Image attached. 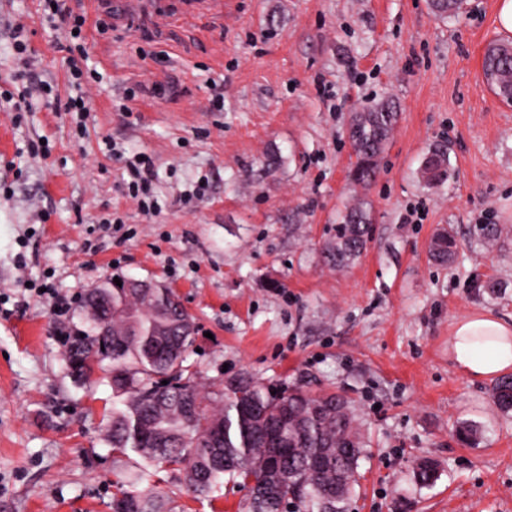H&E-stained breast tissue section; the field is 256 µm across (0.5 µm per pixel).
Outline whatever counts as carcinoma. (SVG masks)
Segmentation results:
<instances>
[{
	"mask_svg": "<svg viewBox=\"0 0 512 512\" xmlns=\"http://www.w3.org/2000/svg\"><path fill=\"white\" fill-rule=\"evenodd\" d=\"M430 7L444 19L459 14L463 0H430ZM482 69L494 94L512 104V52L505 44H488ZM398 117L393 100L353 113L347 136L355 156L354 184L365 186L374 178ZM422 176L429 183L448 179L443 149L430 153ZM372 224L365 203L345 207L336 240L324 251L327 263L343 267L358 259ZM455 247L453 232L442 228L431 241V259L446 266ZM97 300L112 301V358L106 370L112 425L105 442L118 457L130 450L141 459L117 483L112 512H165L159 495L139 489L156 467L183 474L189 489L201 495L226 481L248 485L251 512H281L290 500L308 504L307 512H344L363 448L346 397L335 392L313 396L299 388L273 394L249 378L210 397L199 390L195 372L186 365L192 318L169 289L151 294L107 280L88 291L84 307ZM85 325L67 347V367L78 381L89 380L92 369L85 361L107 346L89 314ZM162 373L172 380L164 390L156 380ZM492 398L501 410H512V377L493 387ZM436 477L434 461L418 462V484Z\"/></svg>",
	"mask_w": 512,
	"mask_h": 512,
	"instance_id": "cac0c4a2",
	"label": "carcinoma"
}]
</instances>
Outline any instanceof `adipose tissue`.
Returning a JSON list of instances; mask_svg holds the SVG:
<instances>
[{"mask_svg":"<svg viewBox=\"0 0 512 512\" xmlns=\"http://www.w3.org/2000/svg\"><path fill=\"white\" fill-rule=\"evenodd\" d=\"M448 355L462 374L489 379L512 370V322L492 314L459 318L448 340Z\"/></svg>","mask_w":512,"mask_h":512,"instance_id":"1","label":"adipose tissue"}]
</instances>
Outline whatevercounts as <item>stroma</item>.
I'll return each mask as SVG.
<instances>
[{"instance_id":"obj_1","label":"stroma","mask_w":512,"mask_h":512,"mask_svg":"<svg viewBox=\"0 0 512 512\" xmlns=\"http://www.w3.org/2000/svg\"><path fill=\"white\" fill-rule=\"evenodd\" d=\"M112 2L65 0L87 19L91 112L36 96L17 120L0 99V512H111L137 460L103 440L110 385L76 381L64 360L85 294L118 275L170 289L192 315L202 393L247 377L352 402L365 448L346 512H512V411L448 358L460 317L512 319V106L482 71L498 0L443 20L428 0H146L125 22ZM19 26L35 81L71 94L64 34L38 0H0V92ZM139 83L152 94L122 111ZM388 98L400 118L377 177L352 184L351 116ZM439 144L452 175L430 184L420 168ZM143 153L155 215L126 195ZM357 201L372 237L330 267L322 248ZM410 205L422 223H404ZM481 224L499 225L495 246ZM442 227L458 240L443 267L428 255ZM464 424L476 443L458 441ZM423 458L438 465L429 487L413 478ZM150 483L172 512H249L239 484L197 497L161 469Z\"/></svg>"}]
</instances>
